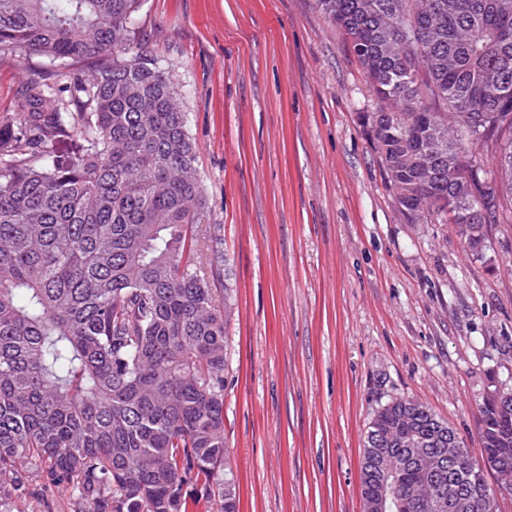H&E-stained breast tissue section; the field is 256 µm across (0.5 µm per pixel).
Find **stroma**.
<instances>
[{
	"instance_id": "stroma-1",
	"label": "stroma",
	"mask_w": 512,
	"mask_h": 512,
	"mask_svg": "<svg viewBox=\"0 0 512 512\" xmlns=\"http://www.w3.org/2000/svg\"><path fill=\"white\" fill-rule=\"evenodd\" d=\"M207 192L198 262L226 266L224 438L240 512H363L371 419L417 400L471 448L512 388V224L480 251L408 216L365 133L364 72L316 0H142ZM30 467L0 512H86Z\"/></svg>"
}]
</instances>
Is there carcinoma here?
<instances>
[{"mask_svg":"<svg viewBox=\"0 0 512 512\" xmlns=\"http://www.w3.org/2000/svg\"><path fill=\"white\" fill-rule=\"evenodd\" d=\"M378 100L367 134L409 216L485 239L457 203L512 223V0H317ZM141 0H0V51L28 67L0 117V494L29 465L87 512H188V484L239 512L225 472L227 336L192 263L206 205L174 70L143 46ZM493 146L501 192L473 150ZM478 451L512 465V411L481 407ZM462 439L397 399L369 423L364 512H471L485 473L433 470ZM459 489L448 507V485Z\"/></svg>","mask_w":512,"mask_h":512,"instance_id":"cac0c4a2","label":"carcinoma"}]
</instances>
